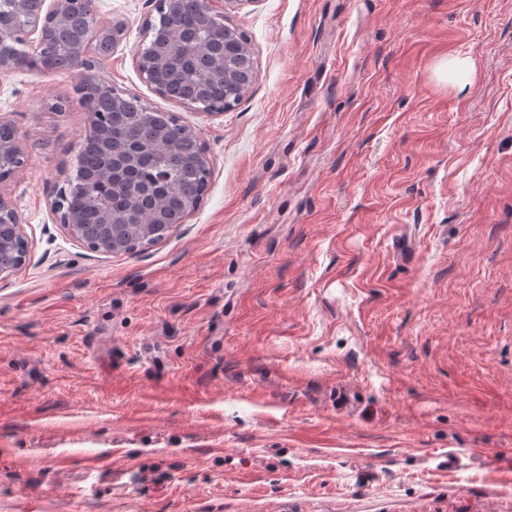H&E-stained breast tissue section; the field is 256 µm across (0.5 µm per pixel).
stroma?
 I'll return each instance as SVG.
<instances>
[{
  "instance_id": "obj_1",
  "label": "stroma",
  "mask_w": 512,
  "mask_h": 512,
  "mask_svg": "<svg viewBox=\"0 0 512 512\" xmlns=\"http://www.w3.org/2000/svg\"><path fill=\"white\" fill-rule=\"evenodd\" d=\"M98 5L127 32L92 76L211 178L164 239L90 251L51 210L80 69L0 78L27 153L0 512H512V0H243L255 79L221 115L140 80L151 0ZM439 73L443 79L468 78L472 73V65L468 59L454 57L444 60L439 66Z\"/></svg>"
}]
</instances>
